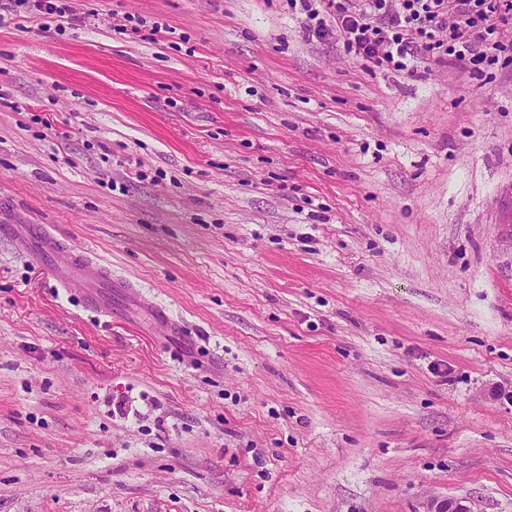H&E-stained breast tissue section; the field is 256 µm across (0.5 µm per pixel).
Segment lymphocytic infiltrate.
<instances>
[{
	"mask_svg": "<svg viewBox=\"0 0 512 512\" xmlns=\"http://www.w3.org/2000/svg\"><path fill=\"white\" fill-rule=\"evenodd\" d=\"M308 38H334L366 70L414 71L418 60H450L469 74L512 66V0H288ZM52 18L58 32L80 19L78 0H0V24L15 8Z\"/></svg>",
	"mask_w": 512,
	"mask_h": 512,
	"instance_id": "1",
	"label": "lymphocytic infiltrate"
}]
</instances>
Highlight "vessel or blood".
<instances>
[{
  "label": "vessel or blood",
  "mask_w": 512,
  "mask_h": 512,
  "mask_svg": "<svg viewBox=\"0 0 512 512\" xmlns=\"http://www.w3.org/2000/svg\"><path fill=\"white\" fill-rule=\"evenodd\" d=\"M0 238L35 264L48 268L57 285L75 292L95 310H111L113 295H133L130 281L113 276L109 266L68 244L44 224H0Z\"/></svg>",
  "instance_id": "b4317fda"
}]
</instances>
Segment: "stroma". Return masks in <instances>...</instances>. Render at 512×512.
Listing matches in <instances>:
<instances>
[{
  "mask_svg": "<svg viewBox=\"0 0 512 512\" xmlns=\"http://www.w3.org/2000/svg\"><path fill=\"white\" fill-rule=\"evenodd\" d=\"M86 6L0 26V211L138 296L0 239V512H512V69L369 72L286 0ZM0 238L10 240L30 261L48 268L58 288L74 291L95 310H112V296H134L135 286L112 276V269L55 235L45 224H0Z\"/></svg>",
  "mask_w": 512,
  "mask_h": 512,
  "instance_id": "obj_1",
  "label": "stroma"
}]
</instances>
